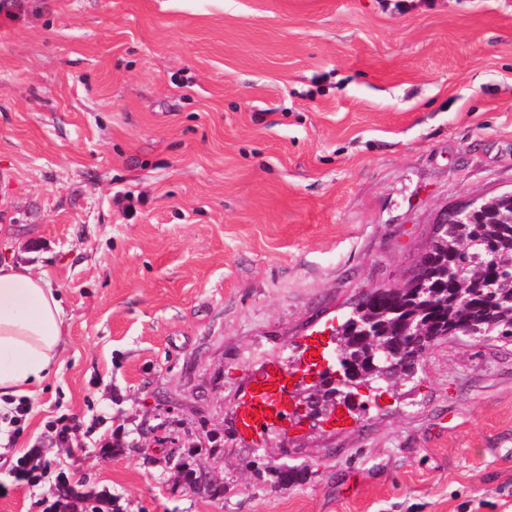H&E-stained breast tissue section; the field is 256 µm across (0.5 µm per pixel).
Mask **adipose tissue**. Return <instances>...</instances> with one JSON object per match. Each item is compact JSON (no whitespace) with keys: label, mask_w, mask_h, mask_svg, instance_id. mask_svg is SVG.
Wrapping results in <instances>:
<instances>
[{"label":"adipose tissue","mask_w":512,"mask_h":512,"mask_svg":"<svg viewBox=\"0 0 512 512\" xmlns=\"http://www.w3.org/2000/svg\"><path fill=\"white\" fill-rule=\"evenodd\" d=\"M63 325L48 274L0 262V397L36 394L58 362Z\"/></svg>","instance_id":"obj_1"}]
</instances>
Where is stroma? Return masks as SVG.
I'll return each mask as SVG.
<instances>
[{
  "instance_id": "obj_1",
  "label": "stroma",
  "mask_w": 512,
  "mask_h": 512,
  "mask_svg": "<svg viewBox=\"0 0 512 512\" xmlns=\"http://www.w3.org/2000/svg\"><path fill=\"white\" fill-rule=\"evenodd\" d=\"M511 190L512 0H0V261L65 312L0 444V478L34 448L41 479L0 512H512V343L440 340L330 422L238 421L267 372L308 389L446 213ZM160 415L168 446L137 434Z\"/></svg>"
}]
</instances>
